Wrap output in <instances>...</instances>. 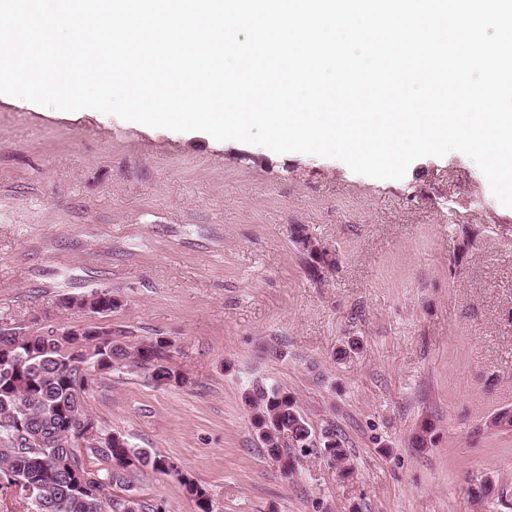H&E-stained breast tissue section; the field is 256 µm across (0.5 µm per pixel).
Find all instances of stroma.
Instances as JSON below:
<instances>
[{
    "label": "stroma",
    "mask_w": 512,
    "mask_h": 512,
    "mask_svg": "<svg viewBox=\"0 0 512 512\" xmlns=\"http://www.w3.org/2000/svg\"><path fill=\"white\" fill-rule=\"evenodd\" d=\"M304 225L336 257L307 272ZM111 291L112 334L166 340L186 385L130 366L87 400L105 432L169 457L130 493L162 512H512V208L466 155L377 180L94 109L0 97V325L80 320L65 298ZM359 355L343 358L349 339ZM277 384L313 433L335 430L349 477L318 450L283 475L247 394ZM434 431L426 447L416 436ZM506 499L474 501L483 480Z\"/></svg>",
    "instance_id": "obj_1"
}]
</instances>
